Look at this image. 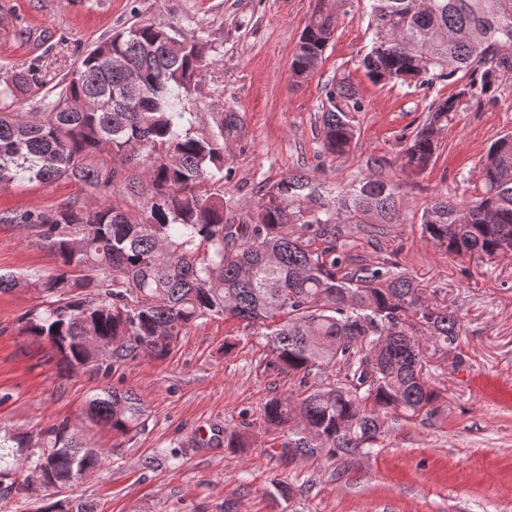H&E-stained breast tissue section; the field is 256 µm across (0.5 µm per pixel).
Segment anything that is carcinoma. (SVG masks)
Wrapping results in <instances>:
<instances>
[{
	"mask_svg": "<svg viewBox=\"0 0 512 512\" xmlns=\"http://www.w3.org/2000/svg\"><path fill=\"white\" fill-rule=\"evenodd\" d=\"M371 35L359 61L375 84L415 82L422 89L453 85L433 99L412 131L402 163L409 176L434 164L448 116L464 98L497 100L512 77V0H366ZM338 16L317 10L291 59L295 78L314 73L333 39ZM186 50L172 53L168 35ZM120 56L123 67L104 57ZM203 39L171 24L142 22L102 41L65 78L50 111L27 121L9 107L28 91L29 76L0 74V186L67 178L113 186L112 198L85 209L75 203L41 212H9L1 224L38 230L59 271L35 276L42 302L20 318V334L45 341L60 372H108L142 355L167 357L200 319L222 317L263 329L270 369L297 374L305 384L328 369L342 379L297 401L271 398L269 428L292 422L288 455L335 459L377 446L395 418L425 420L439 410L437 389L421 375L418 336L436 347L459 344L460 318L431 307L410 273L396 263L358 264L342 247L341 223L396 224L399 184L372 176L339 183L332 204L305 207L316 189L306 174L290 173L262 195L255 211L236 210L224 192V127L194 128V94L207 65ZM321 107L322 148L346 154L357 139L355 114L364 98L346 76L326 83ZM88 99L95 107L68 112L61 103ZM106 153L109 171L89 157ZM480 190L461 205L437 197L424 209L422 237L444 254L493 258L512 251V134L498 136L480 162ZM139 200L132 210L125 195ZM112 344L106 364L100 345ZM85 415L127 435L145 427L132 392L103 388ZM25 448L41 468L44 489L77 485L99 467L69 421L36 434L0 432V497L21 495ZM38 512H96L81 499L49 502Z\"/></svg>",
	"mask_w": 512,
	"mask_h": 512,
	"instance_id": "carcinoma-1",
	"label": "carcinoma"
}]
</instances>
